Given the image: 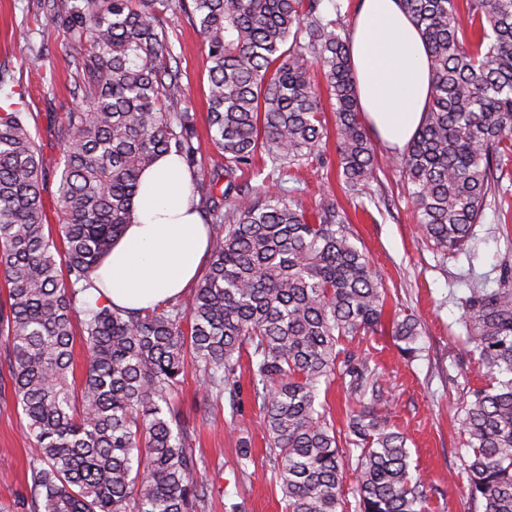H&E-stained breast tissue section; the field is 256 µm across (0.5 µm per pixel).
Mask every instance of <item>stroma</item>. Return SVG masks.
I'll return each mask as SVG.
<instances>
[{"mask_svg":"<svg viewBox=\"0 0 512 512\" xmlns=\"http://www.w3.org/2000/svg\"><path fill=\"white\" fill-rule=\"evenodd\" d=\"M173 54L186 88V107L197 115L196 182L209 181L217 153L207 123L208 71L203 39L189 13L167 22ZM68 33L39 0H0V104L12 103L28 118L47 166L61 156L57 133L64 114L77 107V76L65 63ZM383 165L362 193L348 195L337 177L334 146L323 165L296 168L287 188L306 208L331 190L353 221L356 244L387 290L390 309L419 323L420 355L405 359L388 333L363 337L361 352L378 366L391 403L382 412L404 434L411 463L425 482L429 512H475L463 472L465 437L460 407L470 389L485 382L462 337V303L471 289L497 287L502 268L512 269V186L506 208L487 207L474 228L473 257L441 256L421 239L401 173L390 162V148L377 144ZM236 396H226L203 414L202 392L187 374L179 396L184 417L194 426L192 448L199 475L209 489L206 512H284L273 477L272 453L260 432L261 416L253 397L252 372L241 360ZM248 445L249 460L240 447ZM32 441L12 394L0 395V512H24L26 472Z\"/></svg>","mask_w":512,"mask_h":512,"instance_id":"obj_1","label":"stroma"}]
</instances>
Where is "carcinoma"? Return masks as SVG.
Wrapping results in <instances>:
<instances>
[{"label": "carcinoma", "instance_id": "carcinoma-1", "mask_svg": "<svg viewBox=\"0 0 512 512\" xmlns=\"http://www.w3.org/2000/svg\"><path fill=\"white\" fill-rule=\"evenodd\" d=\"M323 2L192 0L207 46L210 140L222 158L205 193L209 265L188 299L126 312L86 291L131 223L142 172L164 154L197 162V117L178 108L185 89L166 28L184 0H48L80 78V105L61 123L57 240L45 230L41 150L22 113L0 112L9 299L0 393L11 388L34 440L25 512H205L191 429L174 398L190 367L203 404L234 392L245 356L286 512H339L350 477L354 512H425L406 438L378 413L389 393L352 347L382 325L386 289L336 199L308 214L282 179L303 159L323 164L327 119L310 59L334 100L344 183L358 192L376 175L341 0H329L330 12ZM400 2L421 33L433 92L425 122L390 162L423 239L443 255L467 254L474 226L512 179V0H465L464 19L456 0ZM248 170L264 175L260 198L241 181ZM221 178L222 200L213 194ZM77 323L86 352L78 388L69 380ZM462 325L488 376L461 406L468 495L482 512H512V280L472 289ZM391 336L417 353L415 319L394 321ZM336 380L366 402L343 431L319 401Z\"/></svg>", "mask_w": 512, "mask_h": 512}]
</instances>
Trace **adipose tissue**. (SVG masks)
Returning <instances> with one entry per match:
<instances>
[{
	"label": "adipose tissue",
	"mask_w": 512,
	"mask_h": 512,
	"mask_svg": "<svg viewBox=\"0 0 512 512\" xmlns=\"http://www.w3.org/2000/svg\"><path fill=\"white\" fill-rule=\"evenodd\" d=\"M358 102L370 131L404 149L421 126L432 72L421 35L399 0H360L351 30ZM193 174L174 154L140 177L133 221L94 275L91 299L127 311L153 308L198 278L210 227L192 202Z\"/></svg>",
	"instance_id": "obj_1"
}]
</instances>
